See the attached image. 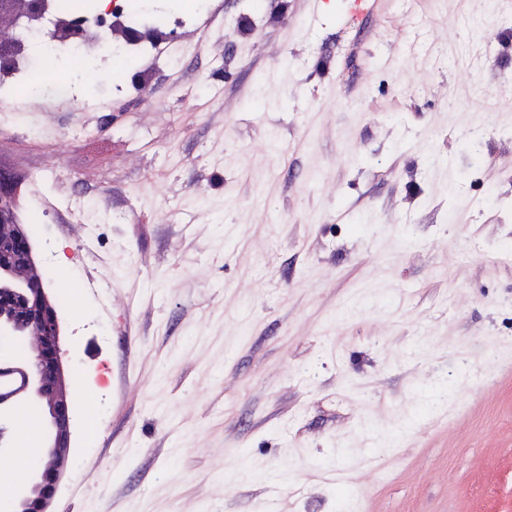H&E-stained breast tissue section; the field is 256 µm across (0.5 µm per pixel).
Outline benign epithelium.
<instances>
[{"instance_id": "7a95c632", "label": "benign epithelium", "mask_w": 512, "mask_h": 512, "mask_svg": "<svg viewBox=\"0 0 512 512\" xmlns=\"http://www.w3.org/2000/svg\"><path fill=\"white\" fill-rule=\"evenodd\" d=\"M39 5V0H0V24L6 21L13 29ZM15 207V187L1 174L0 344L21 349L0 354V375L15 376L20 384L17 390L0 392V459L12 455L6 434L19 412L39 408L45 427L39 465L0 503V512H45L68 462L71 399L61 360V317L45 291L43 268Z\"/></svg>"}]
</instances>
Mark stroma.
Wrapping results in <instances>:
<instances>
[{
    "mask_svg": "<svg viewBox=\"0 0 512 512\" xmlns=\"http://www.w3.org/2000/svg\"><path fill=\"white\" fill-rule=\"evenodd\" d=\"M496 5L188 0L144 91L104 42L78 101L0 111L91 412L47 512H512Z\"/></svg>",
    "mask_w": 512,
    "mask_h": 512,
    "instance_id": "stroma-1",
    "label": "stroma"
}]
</instances>
